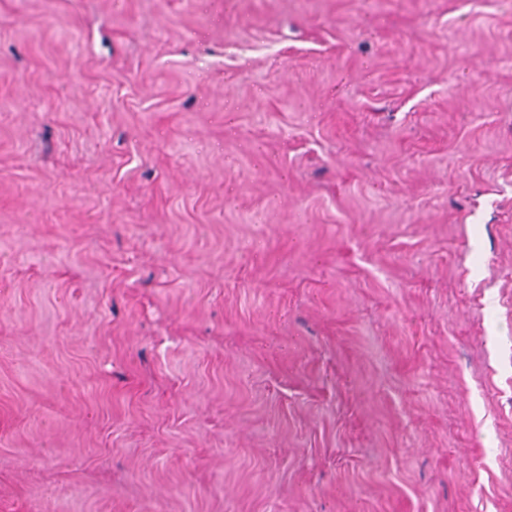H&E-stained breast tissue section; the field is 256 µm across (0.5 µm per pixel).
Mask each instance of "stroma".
Masks as SVG:
<instances>
[{
  "mask_svg": "<svg viewBox=\"0 0 512 512\" xmlns=\"http://www.w3.org/2000/svg\"><path fill=\"white\" fill-rule=\"evenodd\" d=\"M0 512H512V0H0Z\"/></svg>",
  "mask_w": 512,
  "mask_h": 512,
  "instance_id": "35a3bbf8",
  "label": "stroma"
}]
</instances>
